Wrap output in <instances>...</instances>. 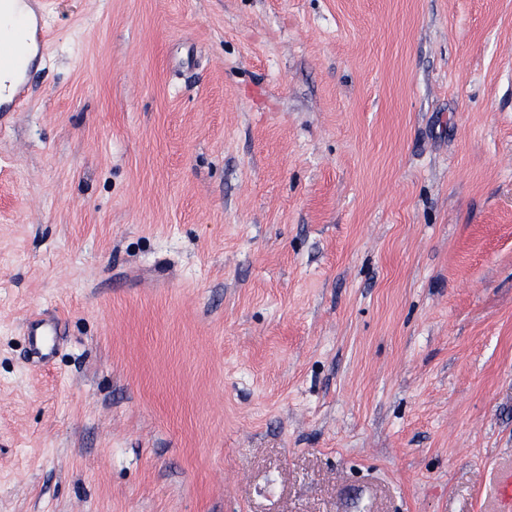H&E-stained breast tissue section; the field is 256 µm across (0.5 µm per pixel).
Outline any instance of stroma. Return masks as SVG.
<instances>
[{"instance_id": "35a3bbf8", "label": "stroma", "mask_w": 512, "mask_h": 512, "mask_svg": "<svg viewBox=\"0 0 512 512\" xmlns=\"http://www.w3.org/2000/svg\"><path fill=\"white\" fill-rule=\"evenodd\" d=\"M45 7L0 114V512H501L512 0ZM30 344L35 354L41 358H49L53 348V337L56 333V326L43 320H32L28 327ZM47 351L48 353H43Z\"/></svg>"}]
</instances>
